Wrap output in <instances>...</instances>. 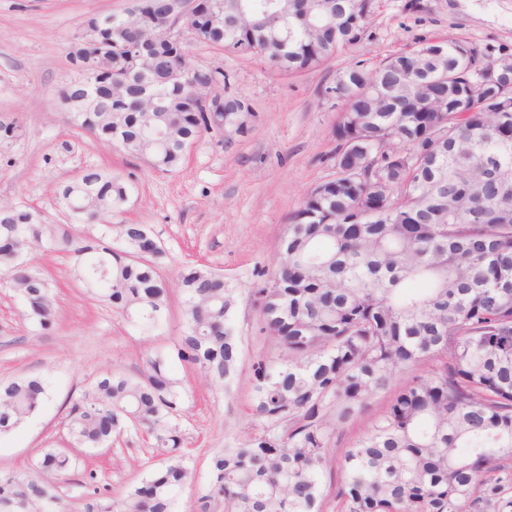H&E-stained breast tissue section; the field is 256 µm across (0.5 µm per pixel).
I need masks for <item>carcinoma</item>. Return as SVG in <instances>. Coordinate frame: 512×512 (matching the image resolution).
Returning a JSON list of instances; mask_svg holds the SVG:
<instances>
[{"mask_svg": "<svg viewBox=\"0 0 512 512\" xmlns=\"http://www.w3.org/2000/svg\"><path fill=\"white\" fill-rule=\"evenodd\" d=\"M168 0H131L127 14L87 16L73 35V76L57 105L90 138L175 172L205 134L245 130L248 103L209 104L173 78L191 43L256 55L288 74L311 71L366 36L374 0H201L181 43ZM491 57L476 45L422 38L374 70L336 72L325 94L342 103L330 156L334 177L287 217L276 270L248 296L278 360L250 369L255 425L212 458L206 512H512V61L495 82L472 71ZM204 66L195 82L224 89ZM0 125V143L23 136ZM128 178L90 169L60 189L71 234L21 205L0 209V285L13 289L42 334L56 322L53 284L34 248L63 252L87 293L142 331L167 307L166 248L147 224H116ZM184 328L168 353L135 374L112 371L69 402L73 448L149 436L167 452L117 502L94 487L78 512H172L192 478L180 454L181 384L171 362L222 380L237 369L239 289L209 268L184 266ZM432 363L395 392L341 459L332 438L404 369ZM48 397L40 377L0 385V435ZM80 459L41 448L28 471L0 475V512H48L51 477Z\"/></svg>", "mask_w": 512, "mask_h": 512, "instance_id": "obj_1", "label": "carcinoma"}]
</instances>
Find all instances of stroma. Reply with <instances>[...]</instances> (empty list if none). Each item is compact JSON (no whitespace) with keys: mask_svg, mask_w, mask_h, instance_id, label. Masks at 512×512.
<instances>
[{"mask_svg":"<svg viewBox=\"0 0 512 512\" xmlns=\"http://www.w3.org/2000/svg\"><path fill=\"white\" fill-rule=\"evenodd\" d=\"M128 5L129 0H0V120L17 117L27 129L20 140L0 144V203L32 206L77 234L83 227L71 223L59 204L60 185L88 168L119 171L128 175L132 191L121 219L153 227L169 254L168 278L190 262L223 273L243 289L253 285L256 271L274 270L289 213L333 173L336 110L322 90L338 70L359 61L374 67L420 37L458 39L492 54L512 49V0H375L367 39L322 68L294 76L255 56L191 47L193 60L228 74L224 93L250 105V129L238 134L226 128L220 142L203 137L176 173L163 175L85 136L54 104L70 74L71 35L88 15L120 13ZM35 262L53 283L58 321L51 334H33L20 301L0 287V381L41 375L48 398L16 432L0 438V473L25 469L36 449L65 446L69 437L61 417L68 400L108 370L144 367L183 322V298L175 289L163 336L147 339L106 302L83 293L69 273L68 255L39 251ZM233 321L245 341L231 377L219 381L172 366L184 381V447L195 473L178 492L175 512H198L212 455L246 439L252 429L249 366L262 350L258 315L243 301ZM159 460L148 439L117 456L95 450L84 457L116 500Z\"/></svg>","mask_w":512,"mask_h":512,"instance_id":"stroma-1","label":"stroma"}]
</instances>
